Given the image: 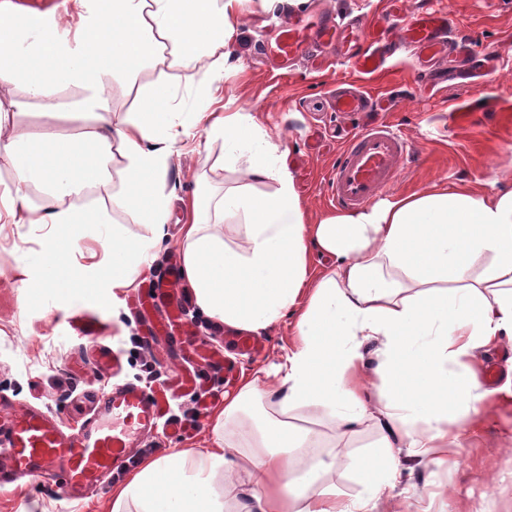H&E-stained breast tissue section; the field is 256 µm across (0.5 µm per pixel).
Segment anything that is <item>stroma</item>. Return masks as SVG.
I'll list each match as a JSON object with an SVG mask.
<instances>
[{
  "label": "stroma",
  "mask_w": 512,
  "mask_h": 512,
  "mask_svg": "<svg viewBox=\"0 0 512 512\" xmlns=\"http://www.w3.org/2000/svg\"><path fill=\"white\" fill-rule=\"evenodd\" d=\"M434 5L450 11L460 36L499 50L496 67L482 86L473 84L467 69L416 83L407 50L389 56L378 75L359 73L333 57L320 71L302 63L281 67L265 56L264 47L278 33L284 15L263 13L258 0H246L251 22L239 38L242 67L227 69L221 83L208 88L203 70L165 73L149 63L134 82L111 85L108 94L123 113L163 76L171 83L181 112L195 111L205 102L220 112L227 100H235L241 111L253 113L266 129L281 134L297 191L316 215L335 209L328 175L340 138L331 94L345 81L399 102L382 117L409 141L414 155L391 194L421 190L441 179L512 180V0H434ZM81 96L75 86L62 90L54 112L30 102L12 123L34 136H79L94 122L92 115L72 112V103ZM182 147L180 165L168 177L176 195L168 236L151 251L131 288L113 291L94 274L95 265L106 257L103 240L113 228L148 233L124 211L111 212L110 223L90 225L74 242L71 259L85 274V288L63 295L51 291L33 299L23 284L42 276L40 252L46 230L37 224L0 227V395L7 404L40 408L74 432L91 413L87 397L93 390L136 380L149 365L159 383L167 384L175 413H192L196 396L205 405L196 428L180 436L158 430L149 446L157 451L210 448L215 442L212 419L223 408L225 394L236 390L243 375L270 366L292 346L296 326L289 317L256 332L259 352L238 350L226 325L200 311L183 277L175 292L185 306L184 315L172 316L166 300L158 296L148 300L145 310L137 309L144 284L164 280L181 265V227L194 194L220 195L238 180L237 173L224 166L223 139L210 140L199 132L185 139ZM84 313L102 326L100 338L76 329L74 318ZM101 354L116 356L119 372L98 366ZM490 367L497 378L487 383L486 408L460 425L443 462L402 458L400 483L384 496L379 512H512V346L482 350L471 364L480 380ZM288 419L335 445L336 464L322 484L342 500H353L360 486L351 463L378 441L376 420L340 435L328 417L305 408L290 412ZM122 482V477H115L84 500L69 502L59 496L53 478H31L20 486L0 488V512H110L112 489Z\"/></svg>",
  "instance_id": "obj_1"
}]
</instances>
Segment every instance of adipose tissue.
Listing matches in <instances>:
<instances>
[{"label":"adipose tissue","instance_id":"obj_1","mask_svg":"<svg viewBox=\"0 0 512 512\" xmlns=\"http://www.w3.org/2000/svg\"><path fill=\"white\" fill-rule=\"evenodd\" d=\"M86 15L75 39L61 18L39 19L0 8V84L23 81L26 98L0 101V130L12 113L40 101L54 111L58 92H84L94 126L71 138L18 133L0 139V164L20 184L44 194L32 207L17 194L1 224H45L44 276L32 294L71 292L85 284L69 260L82 226L105 213L85 204L91 189L119 179L112 205L130 212L149 236L123 229L106 239L98 279L130 287L149 251L167 236L172 194L167 179L191 130L224 140V164L238 187L218 200L191 201L182 228L183 272L199 309L245 331L295 317L297 341L278 363L244 376L224 399L214 433L226 443L150 458L112 492V512H374L400 471L399 455L432 458L483 395L457 365L477 349L512 343V185L438 182L379 199L354 211L310 220L286 167L281 137L252 113L200 107L181 119L168 84L145 91L133 112L113 119L109 81L132 78L150 60L169 70L205 67L208 84L224 78L246 26L243 0H74ZM268 184L263 195L253 184ZM234 221L227 245L222 224ZM334 257L312 270L313 252ZM487 259L481 274L477 260ZM373 344L365 356L364 344ZM379 380L381 404L370 401ZM307 407L354 432L368 417L381 437L360 459L362 490L344 504L320 488L322 460L299 463L298 451L322 442L288 423Z\"/></svg>","mask_w":512,"mask_h":512}]
</instances>
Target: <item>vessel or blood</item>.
Returning a JSON list of instances; mask_svg holds the SVG:
<instances>
[{
    "label": "vessel or blood",
    "instance_id": "vessel-or-blood-1",
    "mask_svg": "<svg viewBox=\"0 0 512 512\" xmlns=\"http://www.w3.org/2000/svg\"><path fill=\"white\" fill-rule=\"evenodd\" d=\"M396 26L398 37L411 46L421 67H429L450 36L447 13L416 6L399 13L390 0L377 19L343 22L318 15L290 26L270 45L272 55L289 61L306 56L315 46L332 45L359 72L378 73L386 48L384 35ZM375 103L360 91H340L334 112L344 116L372 112ZM409 153L408 141L384 121L366 122L347 141L330 176L331 198L339 208L363 207L396 177ZM96 420L75 434L65 433L37 408L14 409L0 415V487L23 477L60 474V496L81 499L99 486L128 458L136 438L150 433L161 417L159 400L133 383L103 391Z\"/></svg>",
    "mask_w": 512,
    "mask_h": 512
}]
</instances>
